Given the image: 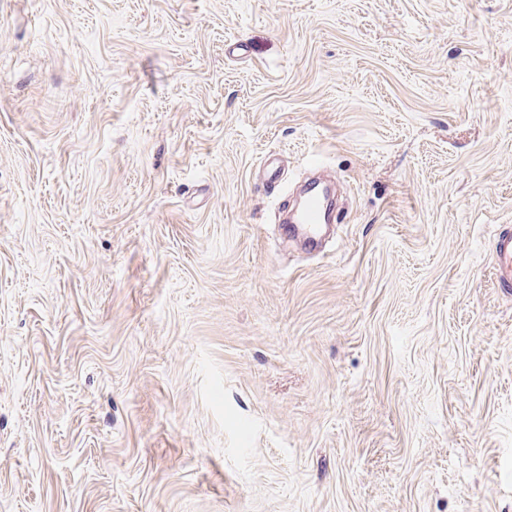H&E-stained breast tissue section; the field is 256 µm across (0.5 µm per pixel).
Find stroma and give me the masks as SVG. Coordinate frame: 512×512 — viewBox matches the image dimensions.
I'll use <instances>...</instances> for the list:
<instances>
[{
    "instance_id": "35a3bbf8",
    "label": "stroma",
    "mask_w": 512,
    "mask_h": 512,
    "mask_svg": "<svg viewBox=\"0 0 512 512\" xmlns=\"http://www.w3.org/2000/svg\"><path fill=\"white\" fill-rule=\"evenodd\" d=\"M501 224L512 0H0V512H512ZM328 190L310 189L303 208L294 220L287 224L288 235H297L311 244H318L322 238L325 211L328 205Z\"/></svg>"
}]
</instances>
